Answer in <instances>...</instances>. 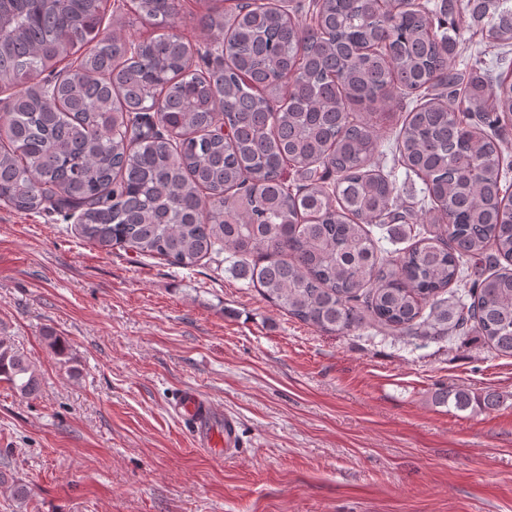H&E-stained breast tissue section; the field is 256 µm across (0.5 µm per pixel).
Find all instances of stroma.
<instances>
[{
  "label": "stroma",
  "instance_id": "obj_1",
  "mask_svg": "<svg viewBox=\"0 0 512 512\" xmlns=\"http://www.w3.org/2000/svg\"><path fill=\"white\" fill-rule=\"evenodd\" d=\"M412 105L372 120L417 226L425 185L393 164ZM0 338L42 377L32 398L0 382V512H512V358L477 338L326 334L231 261L106 252L52 210L2 201ZM444 386L500 403L459 411L436 402ZM180 390L237 421L233 459L195 445L169 409Z\"/></svg>",
  "mask_w": 512,
  "mask_h": 512
}]
</instances>
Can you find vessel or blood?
Here are the masks:
<instances>
[{"label":"vessel or blood","mask_w":512,"mask_h":512,"mask_svg":"<svg viewBox=\"0 0 512 512\" xmlns=\"http://www.w3.org/2000/svg\"><path fill=\"white\" fill-rule=\"evenodd\" d=\"M174 411L188 421L197 445L223 448L225 456H233L239 446L235 419L215 409L205 396L192 391H180L172 401Z\"/></svg>","instance_id":"obj_1"}]
</instances>
